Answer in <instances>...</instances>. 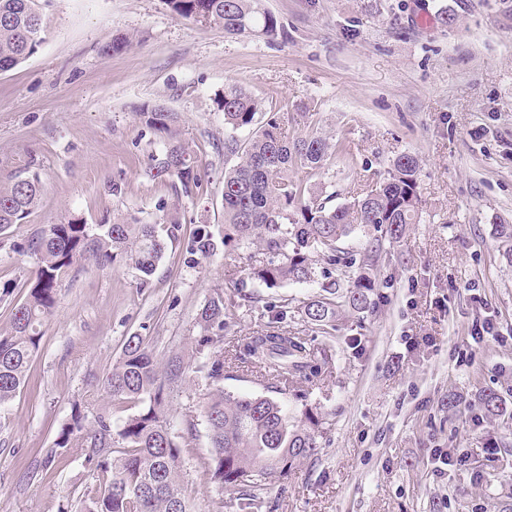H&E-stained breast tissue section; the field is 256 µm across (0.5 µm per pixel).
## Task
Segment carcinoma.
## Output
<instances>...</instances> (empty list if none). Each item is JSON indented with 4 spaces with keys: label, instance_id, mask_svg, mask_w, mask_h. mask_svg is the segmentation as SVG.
<instances>
[{
    "label": "carcinoma",
    "instance_id": "carcinoma-1",
    "mask_svg": "<svg viewBox=\"0 0 512 512\" xmlns=\"http://www.w3.org/2000/svg\"><path fill=\"white\" fill-rule=\"evenodd\" d=\"M185 19L224 28L231 36L260 32L279 35L278 18L259 7V0H168ZM46 22L39 0H0V71H8L33 56L43 42ZM223 209L224 246H255L265 260L251 277L275 288L283 283L318 285L302 299L271 297L274 311L267 328L234 339L224 354V332L236 319L237 306L224 305L217 289L198 314L200 335L196 353L205 358L195 367L175 355L159 363L149 344L127 337L122 354L105 385L112 401L129 403L134 412L114 419L105 412H85L75 406L62 425L57 446L77 442L87 448L86 462L100 472L93 496L82 512H192L182 494L184 435L195 424L174 429L168 406L190 369L212 386L203 412L209 440L207 464L214 481L237 493L239 512H265L268 489L286 483L303 461L318 456V437L326 417L309 404L310 389L329 373L339 323L353 319L363 328L381 294L372 277L382 241L397 242L419 222L420 159L411 153L396 156L388 176L366 194L336 206L333 197L309 192L293 177L296 169L319 171L336 153V145L318 132L289 138L271 115L245 141L234 132L253 124L261 102L245 89H224ZM145 124L164 133L168 143L146 171L152 180L169 181L175 193L194 198L201 182L190 151L177 140L178 114L160 105L142 112ZM41 186L36 175H17L0 186V235L20 224L37 204ZM368 237L364 251L342 246L356 231ZM503 256L512 262V224L496 225ZM213 234L203 225L189 242L187 253L198 263L216 249ZM167 248L155 224H50L33 237L27 253L36 259L35 277L27 299L13 312L12 330L0 333V407L27 383L28 365L40 348L39 326L53 312L59 294V272L86 260L122 263L141 277L154 274ZM320 259L322 267L315 266ZM309 334L289 329L295 319ZM257 378L281 395L233 393L226 379ZM301 404L300 415L288 413L286 398ZM485 408L512 420L497 391L481 395Z\"/></svg>",
    "mask_w": 512,
    "mask_h": 512
}]
</instances>
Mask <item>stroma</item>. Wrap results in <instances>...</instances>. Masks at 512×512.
Masks as SVG:
<instances>
[{"label": "stroma", "mask_w": 512, "mask_h": 512, "mask_svg": "<svg viewBox=\"0 0 512 512\" xmlns=\"http://www.w3.org/2000/svg\"><path fill=\"white\" fill-rule=\"evenodd\" d=\"M260 4L283 26L277 39L225 35L167 0H45L42 45L0 72V184L29 171L42 187L23 223L0 236V332L35 275L25 248L48 225L179 220L148 283L118 264L61 272L29 380L0 410V512H65L93 495L86 448L57 447V436L76 405L126 415L105 382L128 336L145 338L159 361L191 362L214 289L228 304L245 293L309 294L252 279L253 248L198 264L186 254L199 226L224 234L220 101L232 85L278 113L289 135L332 136L326 168L296 177L336 202L375 187L401 153L422 160L421 220L384 244L383 297L364 331L345 323L337 332L330 371L311 394L328 421L318 458L272 485L273 512H512V425L480 400L492 387L512 408V263L495 235L512 224V0ZM153 105L177 112L201 199L147 176L162 148L141 118ZM487 319L494 336L475 342L473 327ZM209 397L190 376L170 406L175 425L198 422L182 451L184 488L195 512H238L207 465Z\"/></svg>", "instance_id": "35a3bbf8"}]
</instances>
